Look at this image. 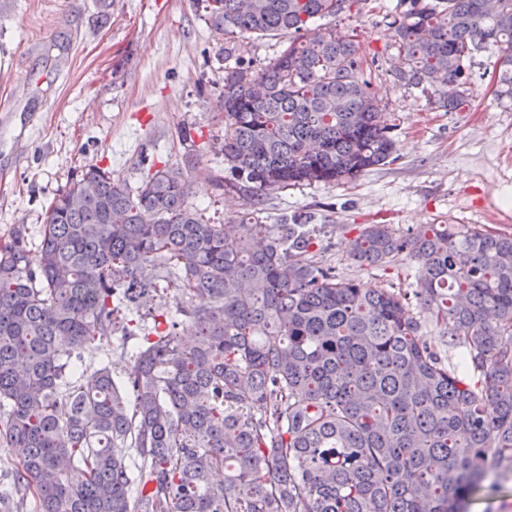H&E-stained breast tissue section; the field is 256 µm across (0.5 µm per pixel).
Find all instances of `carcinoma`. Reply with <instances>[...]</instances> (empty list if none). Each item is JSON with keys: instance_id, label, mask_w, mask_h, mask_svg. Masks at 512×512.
Masks as SVG:
<instances>
[{"instance_id": "1", "label": "carcinoma", "mask_w": 512, "mask_h": 512, "mask_svg": "<svg viewBox=\"0 0 512 512\" xmlns=\"http://www.w3.org/2000/svg\"><path fill=\"white\" fill-rule=\"evenodd\" d=\"M354 0H207L229 35L226 176L249 205L297 185H343L396 159L357 48L319 23ZM392 75L432 105L469 108L466 62L500 54L512 99V0H401ZM245 35L286 37L255 68ZM73 174L40 243L0 239V447L4 497L34 512H467L488 477L512 481V234L469 224H367L352 259L416 263L412 290L363 288L315 260L309 212L210 224L187 171ZM172 295L182 320L122 327L121 309ZM418 306L463 348L449 367L419 334ZM194 333L189 343L179 331ZM129 448L131 461L119 452Z\"/></svg>"}]
</instances>
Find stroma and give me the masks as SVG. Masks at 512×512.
Returning <instances> with one entry per match:
<instances>
[{
  "label": "stroma",
  "instance_id": "stroma-1",
  "mask_svg": "<svg viewBox=\"0 0 512 512\" xmlns=\"http://www.w3.org/2000/svg\"><path fill=\"white\" fill-rule=\"evenodd\" d=\"M400 0H356L330 21L372 65L373 89L393 124L397 161L345 186H296L264 198L265 224L314 213L322 264L363 287L406 288L403 261L387 275L358 266L350 244L366 224H471L512 232V100L497 98L494 50L468 65L473 106L435 108L429 92L394 82L398 46L387 16ZM228 36L204 0H0V237L24 226L38 237L45 210L76 169L97 165L138 187L148 168L191 152L190 201L213 224L237 218L241 195L208 181L215 151Z\"/></svg>",
  "mask_w": 512,
  "mask_h": 512
}]
</instances>
